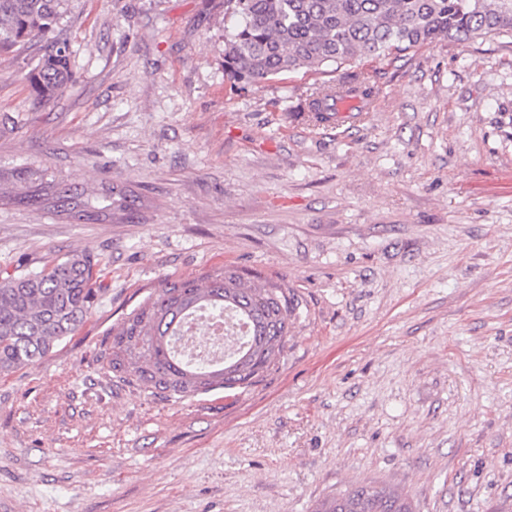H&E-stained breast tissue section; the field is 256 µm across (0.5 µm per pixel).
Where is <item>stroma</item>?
<instances>
[{"label": "stroma", "mask_w": 512, "mask_h": 512, "mask_svg": "<svg viewBox=\"0 0 512 512\" xmlns=\"http://www.w3.org/2000/svg\"><path fill=\"white\" fill-rule=\"evenodd\" d=\"M233 26L224 0H67L72 81L47 104L19 78L43 41L0 55V181L31 173L0 201V275L83 252L102 288L0 376V512H312L357 482L512 512V39L358 61L374 111L316 126L298 108L338 70L232 83ZM227 264L299 298L275 371L166 400L108 369L161 278Z\"/></svg>", "instance_id": "obj_1"}]
</instances>
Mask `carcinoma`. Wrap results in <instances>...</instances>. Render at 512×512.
I'll return each instance as SVG.
<instances>
[{"label": "carcinoma", "instance_id": "cac0c4a2", "mask_svg": "<svg viewBox=\"0 0 512 512\" xmlns=\"http://www.w3.org/2000/svg\"><path fill=\"white\" fill-rule=\"evenodd\" d=\"M65 2L0 0V53L19 52L36 37L46 41L37 64L21 76L37 102L55 99L72 78L68 49L53 38ZM224 14L236 19L224 38V72L246 83L437 42L512 37V0H224ZM348 90L366 101L374 97L368 73L349 68L336 82L315 86L303 111L327 123L337 95ZM97 284L94 260L83 253L39 271L1 275L0 375L34 364L75 335L101 292ZM298 308L284 285L233 265L165 277L112 329L107 365L122 381L165 399L245 389L279 364ZM201 311L228 313L249 327L220 362L194 363L173 350L175 337ZM315 512H414V506L395 487L359 483L319 501Z\"/></svg>", "mask_w": 512, "mask_h": 512}]
</instances>
